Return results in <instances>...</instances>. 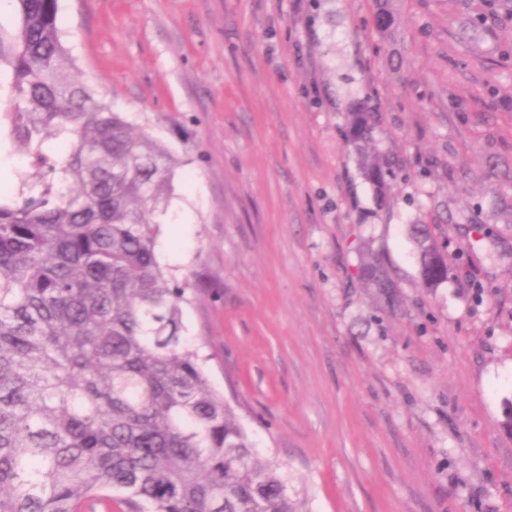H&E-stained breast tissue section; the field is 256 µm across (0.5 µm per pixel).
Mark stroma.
<instances>
[{
	"label": "stroma",
	"instance_id": "35a3bbf8",
	"mask_svg": "<svg viewBox=\"0 0 512 512\" xmlns=\"http://www.w3.org/2000/svg\"><path fill=\"white\" fill-rule=\"evenodd\" d=\"M60 0L73 71L185 161L184 333L303 512H512V0ZM378 115L369 154L347 142ZM447 282L422 287L410 227ZM379 254L383 307L357 274ZM350 113L348 141L360 155L359 168L364 180L372 186L376 196H382L390 173V164L378 158L369 159L363 154V146L370 140L373 133L374 112H366L362 109Z\"/></svg>",
	"mask_w": 512,
	"mask_h": 512
}]
</instances>
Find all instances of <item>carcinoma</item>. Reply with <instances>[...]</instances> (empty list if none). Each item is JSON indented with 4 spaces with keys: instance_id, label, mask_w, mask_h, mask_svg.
I'll list each match as a JSON object with an SVG mask.
<instances>
[{
    "instance_id": "carcinoma-1",
    "label": "carcinoma",
    "mask_w": 512,
    "mask_h": 512,
    "mask_svg": "<svg viewBox=\"0 0 512 512\" xmlns=\"http://www.w3.org/2000/svg\"><path fill=\"white\" fill-rule=\"evenodd\" d=\"M13 2L0 121L33 172L0 197V512H300L283 466L258 459L181 334L195 283L156 247L184 160L70 75L59 0ZM393 21L381 0L377 30ZM372 133L373 113L350 114L348 141L381 196L390 164L363 155ZM413 235L423 285L448 281L428 225ZM360 276L396 306L379 257Z\"/></svg>"
}]
</instances>
